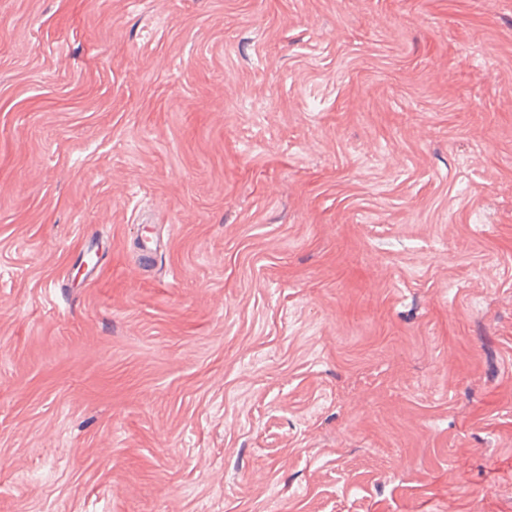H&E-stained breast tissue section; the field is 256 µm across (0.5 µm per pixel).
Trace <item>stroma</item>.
Wrapping results in <instances>:
<instances>
[{
  "mask_svg": "<svg viewBox=\"0 0 512 512\" xmlns=\"http://www.w3.org/2000/svg\"><path fill=\"white\" fill-rule=\"evenodd\" d=\"M0 512H512V0H0Z\"/></svg>",
  "mask_w": 512,
  "mask_h": 512,
  "instance_id": "35a3bbf8",
  "label": "stroma"
}]
</instances>
